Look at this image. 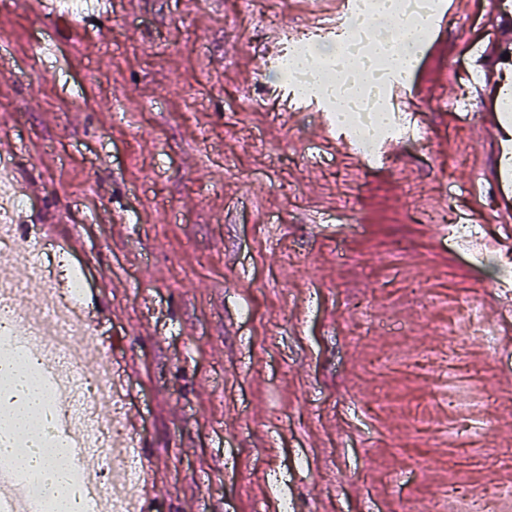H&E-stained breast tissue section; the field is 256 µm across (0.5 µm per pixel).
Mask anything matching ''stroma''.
I'll return each instance as SVG.
<instances>
[{
	"mask_svg": "<svg viewBox=\"0 0 512 512\" xmlns=\"http://www.w3.org/2000/svg\"><path fill=\"white\" fill-rule=\"evenodd\" d=\"M109 2L0 0V141L26 224L80 229L148 512H424L452 484L512 487V249L484 175L512 185V61L483 55L512 0L431 24L399 154L370 166L265 59L277 30L324 40L315 0ZM456 217L498 263L449 249Z\"/></svg>",
	"mask_w": 512,
	"mask_h": 512,
	"instance_id": "obj_1",
	"label": "stroma"
}]
</instances>
